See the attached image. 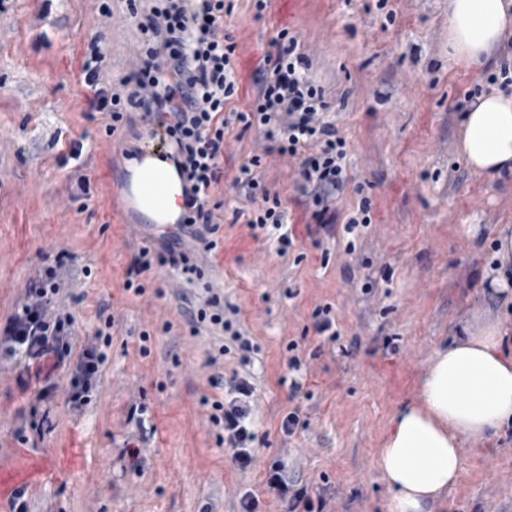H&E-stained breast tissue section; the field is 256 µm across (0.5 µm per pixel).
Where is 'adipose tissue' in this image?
<instances>
[{"instance_id": "adipose-tissue-1", "label": "adipose tissue", "mask_w": 512, "mask_h": 512, "mask_svg": "<svg viewBox=\"0 0 512 512\" xmlns=\"http://www.w3.org/2000/svg\"><path fill=\"white\" fill-rule=\"evenodd\" d=\"M512 40V0H448V59L472 69ZM461 152L473 173L512 172V94L478 97L462 116ZM496 263L487 273L497 295L512 300V225L493 228ZM512 322L463 324L432 357L415 403L395 413L377 470L391 493L390 512H424L456 487L460 448L512 428V354L503 345Z\"/></svg>"}]
</instances>
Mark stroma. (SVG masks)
<instances>
[{
  "instance_id": "obj_1",
  "label": "stroma",
  "mask_w": 512,
  "mask_h": 512,
  "mask_svg": "<svg viewBox=\"0 0 512 512\" xmlns=\"http://www.w3.org/2000/svg\"><path fill=\"white\" fill-rule=\"evenodd\" d=\"M231 2L224 29L237 43L239 91L226 109H246L271 41L288 30L347 143L335 229L313 224L296 159L266 153L256 129L230 124L224 174L209 201L217 247L194 256L203 278L189 285L156 264L140 276L145 292L137 296L124 288L134 256L178 227L139 224L113 197V179L133 165L113 148L143 146L145 128L122 123L107 134V113L89 106L81 84L99 32L112 90L134 69L143 37L129 2L0 0V323L43 255L62 252L58 305L75 317L71 354L94 344L107 357L98 388L76 410L69 368L0 354V466L34 460L43 469L22 488L26 512H240L247 492L257 512H287L266 483L277 460L311 497H323L326 512H389L376 462L393 415L415 401L432 356L453 342L465 313L501 310L486 272L493 226L512 224V175L471 172L458 153L455 105L474 85L494 92L487 78L512 66V47L484 69L452 66L448 0H301L285 15L257 12L254 0ZM103 3L110 16L99 15ZM253 155L287 210L283 230L255 232L234 215L251 207L232 180ZM365 199L371 224L346 233ZM468 224L478 225L475 236L465 234ZM283 231L289 244L279 240ZM212 293L238 307L232 329L206 323L191 335L182 311ZM325 305L334 339L313 328V310ZM109 317L110 336H97ZM235 330L260 347L249 366L238 353H218ZM217 372L254 388L257 439L244 470L210 420V401L224 397L208 382ZM48 378L55 388L44 398ZM294 410L304 426L288 436L281 425ZM131 437L142 448L136 470L122 457ZM64 448L78 458L69 470L57 465ZM461 456L458 485L426 512H512V432L464 443Z\"/></svg>"
}]
</instances>
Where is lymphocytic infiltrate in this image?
<instances>
[{"instance_id": "1", "label": "lymphocytic infiltrate", "mask_w": 512, "mask_h": 512, "mask_svg": "<svg viewBox=\"0 0 512 512\" xmlns=\"http://www.w3.org/2000/svg\"><path fill=\"white\" fill-rule=\"evenodd\" d=\"M224 10V0H153L149 11L137 15L144 42L139 66L125 92L110 91L100 83L106 59L101 37L91 40L82 66L83 83L92 93L91 105L108 112L113 123L122 122L125 110L133 109L156 118L164 128L176 148L174 162L183 185L181 222L193 228L194 242L208 252L217 247L212 235L218 229L209 207L210 190L221 178L224 134L230 122L261 129L280 155L299 158L300 190L315 224H333L329 211L346 183V141L326 120L324 92L308 78L310 63L287 31H279L273 41L275 53L263 60L250 109L225 114V105L237 92V44L223 32ZM260 166V156H252L240 167L233 186L255 206L248 220L252 229H279L288 221L287 211L280 196L263 185ZM155 263L176 268L189 279L202 274L182 240L167 238L157 252L145 248L134 257L127 270L126 290L144 294L137 279ZM63 265L59 254L46 260L38 279L29 285L24 303L0 328V351L9 356L22 353L33 362L52 358L57 364H70V400L78 408L97 389L106 357L94 345L85 348L78 359L70 357L74 318L49 310L63 287ZM185 319L191 332L209 322L231 331L232 341L243 353L255 349L249 338L225 320L219 296L209 297L203 306L187 308ZM209 382L228 389L227 398L211 402L210 420L222 427L220 441L232 449L234 461L247 468L253 462L250 446L256 439L247 424L253 388L244 379L227 380L220 374L212 375Z\"/></svg>"}]
</instances>
